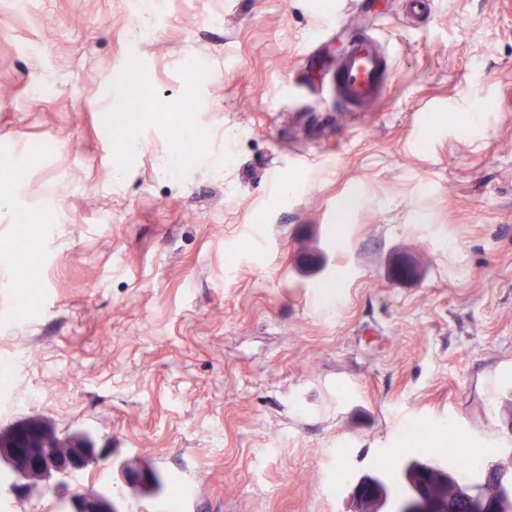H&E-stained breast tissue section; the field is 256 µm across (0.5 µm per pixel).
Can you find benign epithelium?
Instances as JSON below:
<instances>
[{
	"label": "benign epithelium",
	"mask_w": 512,
	"mask_h": 512,
	"mask_svg": "<svg viewBox=\"0 0 512 512\" xmlns=\"http://www.w3.org/2000/svg\"><path fill=\"white\" fill-rule=\"evenodd\" d=\"M99 457L93 446L76 438L62 440L47 425L25 428L6 444L0 440V465L17 497L38 480L54 488L64 486ZM64 512H117V508L111 495L83 490L67 495Z\"/></svg>",
	"instance_id": "benign-epithelium-1"
}]
</instances>
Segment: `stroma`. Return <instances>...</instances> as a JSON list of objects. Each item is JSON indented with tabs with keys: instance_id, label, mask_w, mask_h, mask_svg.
I'll use <instances>...</instances> for the list:
<instances>
[{
	"instance_id": "obj_1",
	"label": "stroma",
	"mask_w": 512,
	"mask_h": 512,
	"mask_svg": "<svg viewBox=\"0 0 512 512\" xmlns=\"http://www.w3.org/2000/svg\"><path fill=\"white\" fill-rule=\"evenodd\" d=\"M345 3L0 0V432L88 437L120 512L123 460L196 474L194 512H396L449 432L512 448V9ZM366 29L370 116L321 67Z\"/></svg>"
}]
</instances>
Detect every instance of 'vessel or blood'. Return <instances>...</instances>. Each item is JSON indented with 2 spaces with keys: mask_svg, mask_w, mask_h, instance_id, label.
<instances>
[{
  "mask_svg": "<svg viewBox=\"0 0 512 512\" xmlns=\"http://www.w3.org/2000/svg\"><path fill=\"white\" fill-rule=\"evenodd\" d=\"M390 54L371 33L351 40L329 67L333 97L352 112H363L382 100L388 89Z\"/></svg>",
  "mask_w": 512,
  "mask_h": 512,
  "instance_id": "vessel-or-blood-1",
  "label": "vessel or blood"
}]
</instances>
